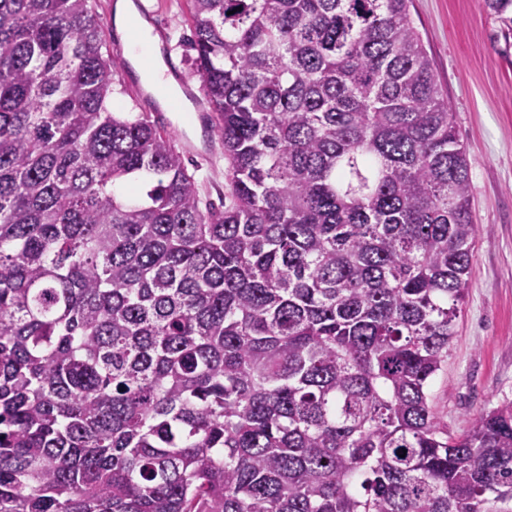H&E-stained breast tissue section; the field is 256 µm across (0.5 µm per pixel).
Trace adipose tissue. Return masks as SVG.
<instances>
[{"label":"adipose tissue","mask_w":512,"mask_h":512,"mask_svg":"<svg viewBox=\"0 0 512 512\" xmlns=\"http://www.w3.org/2000/svg\"><path fill=\"white\" fill-rule=\"evenodd\" d=\"M115 22L128 39L130 59L141 80L157 94L162 106L170 112L188 111L189 104L181 91L166 80L159 48L146 23L138 18L131 0H118Z\"/></svg>","instance_id":"ef3b65f1"}]
</instances>
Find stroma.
Masks as SVG:
<instances>
[{"label": "stroma", "instance_id": "stroma-1", "mask_svg": "<svg viewBox=\"0 0 512 512\" xmlns=\"http://www.w3.org/2000/svg\"><path fill=\"white\" fill-rule=\"evenodd\" d=\"M167 27L168 65L192 86L187 0H151ZM409 10L431 55L470 163L471 218L476 228L471 286L460 306L448 361L431 401L449 435L512 400V38L484 0H410ZM175 146L193 144L185 158L203 203L228 193L224 148L205 135L196 112L155 114Z\"/></svg>", "mask_w": 512, "mask_h": 512}]
</instances>
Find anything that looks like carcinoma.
<instances>
[{
  "label": "carcinoma",
  "mask_w": 512,
  "mask_h": 512,
  "mask_svg": "<svg viewBox=\"0 0 512 512\" xmlns=\"http://www.w3.org/2000/svg\"><path fill=\"white\" fill-rule=\"evenodd\" d=\"M187 2L220 209L94 0H0V512H512V402L430 403L475 227L408 0Z\"/></svg>",
  "instance_id": "carcinoma-1"
}]
</instances>
